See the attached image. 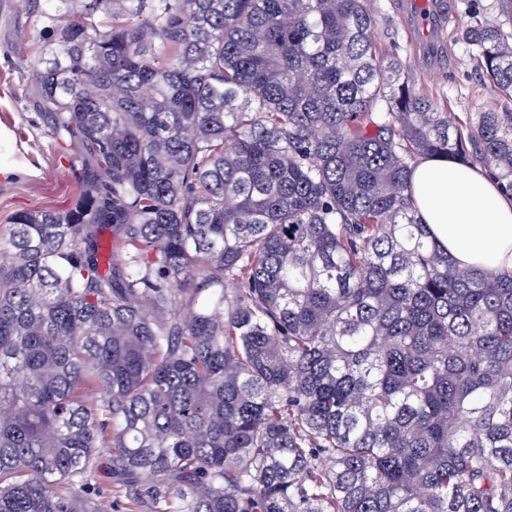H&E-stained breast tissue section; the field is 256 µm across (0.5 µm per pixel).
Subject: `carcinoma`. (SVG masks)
<instances>
[{
	"label": "carcinoma",
	"instance_id": "carcinoma-1",
	"mask_svg": "<svg viewBox=\"0 0 512 512\" xmlns=\"http://www.w3.org/2000/svg\"><path fill=\"white\" fill-rule=\"evenodd\" d=\"M30 65L81 201L0 234V512H512V270L409 193L464 126L382 64L372 0H49ZM460 38L512 99V32ZM112 231V265L100 236ZM110 453L102 449L98 455V472L96 479V500L100 501L102 512H151V506L136 505L123 487L118 488L112 482L108 469Z\"/></svg>",
	"mask_w": 512,
	"mask_h": 512
}]
</instances>
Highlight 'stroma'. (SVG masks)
<instances>
[{
	"label": "stroma",
	"mask_w": 512,
	"mask_h": 512,
	"mask_svg": "<svg viewBox=\"0 0 512 512\" xmlns=\"http://www.w3.org/2000/svg\"><path fill=\"white\" fill-rule=\"evenodd\" d=\"M441 2L435 48L427 54L401 18L402 0H374L377 56L397 62L403 74L461 120L492 109L512 111V101L480 77L471 47L458 37L459 26L471 17L499 20L498 0ZM45 38L39 13L29 10L24 0H0V166L14 170L10 178H0V232L16 213L74 206L83 190L87 161L81 146L53 133L29 84V65ZM109 458V451L101 450L95 498L102 512H150L113 483Z\"/></svg>",
	"instance_id": "1"
}]
</instances>
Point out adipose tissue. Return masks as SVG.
Here are the masks:
<instances>
[{
    "mask_svg": "<svg viewBox=\"0 0 512 512\" xmlns=\"http://www.w3.org/2000/svg\"><path fill=\"white\" fill-rule=\"evenodd\" d=\"M411 193L435 242L461 269L512 270V197L480 170L439 157L414 167Z\"/></svg>",
    "mask_w": 512,
    "mask_h": 512,
    "instance_id": "obj_1",
    "label": "adipose tissue"
}]
</instances>
